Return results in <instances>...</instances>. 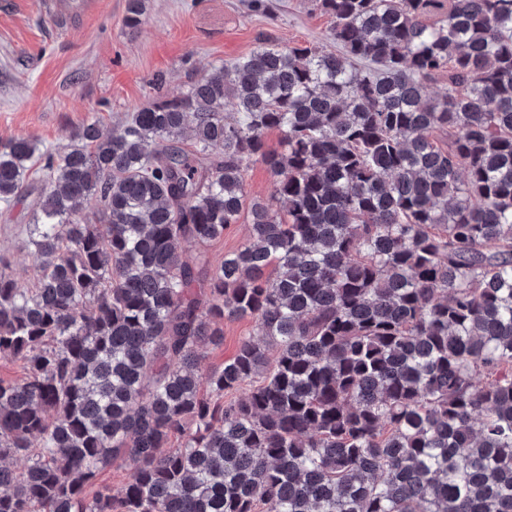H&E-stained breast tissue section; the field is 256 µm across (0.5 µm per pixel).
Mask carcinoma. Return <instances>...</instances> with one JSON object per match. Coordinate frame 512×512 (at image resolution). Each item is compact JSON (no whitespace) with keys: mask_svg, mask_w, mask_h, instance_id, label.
<instances>
[{"mask_svg":"<svg viewBox=\"0 0 512 512\" xmlns=\"http://www.w3.org/2000/svg\"><path fill=\"white\" fill-rule=\"evenodd\" d=\"M316 3L336 53L263 43L110 131L0 143V201L35 157L43 181L34 287L0 255L25 370L0 512H512V0ZM250 162L280 180L247 242L183 262L238 223ZM245 317L260 338L201 371ZM121 453V491H89Z\"/></svg>","mask_w":512,"mask_h":512,"instance_id":"cac0c4a2","label":"carcinoma"}]
</instances>
